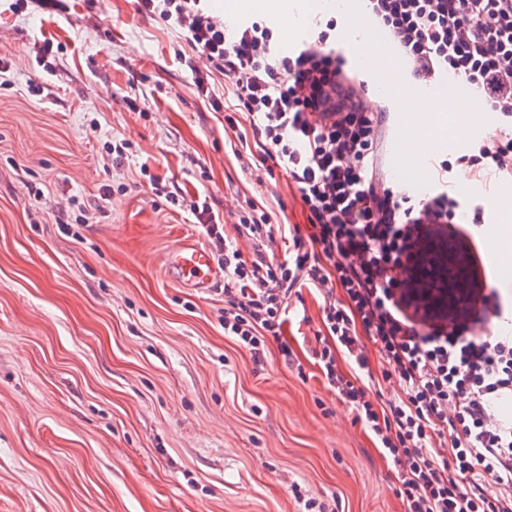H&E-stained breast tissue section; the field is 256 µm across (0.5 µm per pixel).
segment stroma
Instances as JSON below:
<instances>
[{
  "mask_svg": "<svg viewBox=\"0 0 512 512\" xmlns=\"http://www.w3.org/2000/svg\"><path fill=\"white\" fill-rule=\"evenodd\" d=\"M0 0V512H405L397 470L325 386L311 356L322 300L290 306L284 337L261 361L225 336L224 291L180 288L162 265L180 239L206 243L194 216L156 196L151 179L185 198L210 196L233 234L240 202L276 224L305 221L282 173L258 177L234 157L224 115L199 97L176 55L174 30L135 0ZM285 9L234 13L266 20L291 49L310 18ZM336 48L388 111L394 184L416 195L432 177L397 157L410 113L409 75L362 69L338 0ZM50 41L51 66L36 51ZM456 161L491 111L448 112ZM128 141L121 168L109 146ZM126 193L102 200L108 185ZM457 235L483 291L512 305L493 228L512 225V179L459 189ZM95 224L62 225L80 204ZM485 212L484 226L471 222Z\"/></svg>",
  "mask_w": 512,
  "mask_h": 512,
  "instance_id": "1",
  "label": "stroma"
}]
</instances>
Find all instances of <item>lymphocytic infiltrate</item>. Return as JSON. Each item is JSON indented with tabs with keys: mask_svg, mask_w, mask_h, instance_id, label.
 I'll return each mask as SVG.
<instances>
[{
	"mask_svg": "<svg viewBox=\"0 0 512 512\" xmlns=\"http://www.w3.org/2000/svg\"><path fill=\"white\" fill-rule=\"evenodd\" d=\"M201 2L138 0V9L169 23L190 48L187 77L216 110L210 77L223 74L236 101L224 116L239 143L234 156L255 144L257 162L286 175L309 226L289 229L281 261L269 254L275 227L257 202H247L233 241L208 199L188 200L224 269L225 335L257 360L276 343L294 364L282 338L285 316L303 290L315 292L323 299L315 363L392 457L406 512H512V418L492 408L512 401V336L472 331L485 314L501 315L498 297L481 296L470 317L452 322L413 312L406 299L414 250L453 228L459 203L444 189L449 161L439 165L441 192L417 198L391 184L383 115L346 75L336 20L286 52L273 25L229 27ZM365 9L411 61L418 83L452 75L507 118L459 161L476 180L512 179V0H365ZM241 238L250 258L241 255ZM372 352L381 374L370 368ZM392 383L399 392L384 399ZM489 480L498 487L492 496L484 491Z\"/></svg>",
	"mask_w": 512,
	"mask_h": 512,
	"instance_id": "obj_1",
	"label": "lymphocytic infiltrate"
}]
</instances>
